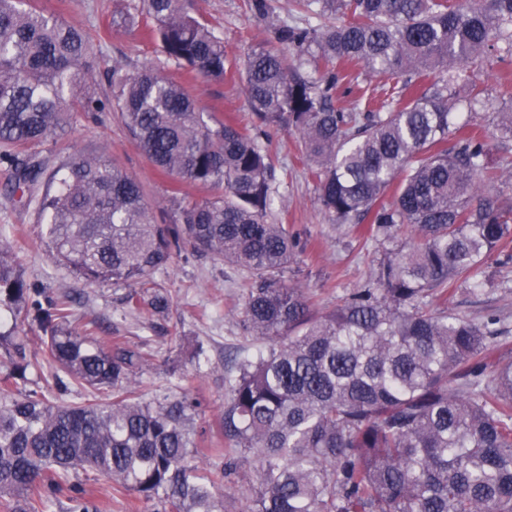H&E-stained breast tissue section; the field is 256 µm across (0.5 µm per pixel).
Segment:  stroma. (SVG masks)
Listing matches in <instances>:
<instances>
[{
	"instance_id": "stroma-1",
	"label": "stroma",
	"mask_w": 512,
	"mask_h": 512,
	"mask_svg": "<svg viewBox=\"0 0 512 512\" xmlns=\"http://www.w3.org/2000/svg\"><path fill=\"white\" fill-rule=\"evenodd\" d=\"M38 2L66 23L91 34L95 58L90 85L98 95L111 92L112 65H122L133 74L144 63L162 57L159 45L140 32L112 30L113 14L130 0ZM182 5L223 38L232 58L248 47L270 42L274 18L297 25L302 22L300 15L291 12L290 0H275V15L271 18L257 16L247 0H182ZM468 75L470 83L483 91L485 110L473 117L475 123L482 125L486 113L498 111L512 100V57L484 53ZM187 88L205 111L220 113L244 130L254 124L238 72L228 71L220 82L194 81ZM261 143L275 158L270 219L286 225L299 243L288 280L303 289L317 311H330L372 279L388 253L410 244L411 229L402 227L394 240L381 243L360 236L350 226H337L317 202L316 184L299 151L296 134L284 127L269 126ZM101 153L137 178L158 220L170 222L175 209L174 182L156 171L130 139L116 112H102L97 119L78 122L44 149L45 157L54 166L74 154ZM9 172V161L0 155V228H6L18 252L26 281L51 295L70 293L77 314L97 319V335L118 336L127 345L142 349L147 361L137 381L144 399L180 394L195 398L199 403L194 425L198 439L206 448L223 447L218 422L229 400L225 379L241 357L256 351L243 327L250 286L247 271L214 261L184 244L172 261L154 275L171 298L168 312L156 315L146 307L130 309L126 297L131 286L87 284L53 257L35 211L25 196L14 191ZM482 277L485 284L478 291L471 283H455L448 292L447 309L475 323L499 319L504 333L487 360L492 367L500 361H512V242L492 254Z\"/></svg>"
}]
</instances>
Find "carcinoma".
Wrapping results in <instances>:
<instances>
[{"label": "carcinoma", "instance_id": "cac0c4a2", "mask_svg": "<svg viewBox=\"0 0 512 512\" xmlns=\"http://www.w3.org/2000/svg\"><path fill=\"white\" fill-rule=\"evenodd\" d=\"M304 25L277 21L274 43L230 61L224 40L180 0L126 6L149 27L166 62L203 81L236 68L257 123L240 130L198 107L182 82L148 62L111 69L112 95L87 84L85 32L30 0H0V144L12 150L13 188L28 194L52 255L88 284L125 283L137 308L162 313L154 280L179 241L252 280L245 330L261 349L237 365L220 427L227 448H200L197 402H147L138 348L92 336L67 293L20 274L0 247V298L15 306L0 330V512H93L97 472L133 512H227L224 476L244 471L251 512H512V361L487 371L500 333L430 308L448 286L475 279L512 239V205L497 189L491 144L464 134L455 106L464 66L503 41L512 53V0H293ZM351 65L418 91L374 109L331 105L339 75L309 79L288 57ZM115 111L152 165L181 185L212 190L158 222L141 184L103 154L74 155L53 171L41 148ZM512 141V111L493 113ZM277 124L299 137L322 210L389 241L404 224L416 242L317 315L287 283L296 240L270 221L272 156L260 144ZM43 332L32 354L26 323ZM75 393L53 406L27 374ZM223 459L200 474L191 459Z\"/></svg>", "mask_w": 512, "mask_h": 512}]
</instances>
